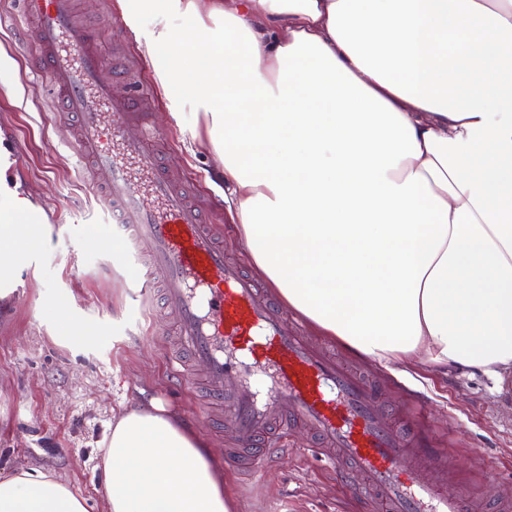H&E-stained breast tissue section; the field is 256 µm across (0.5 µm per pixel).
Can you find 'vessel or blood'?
I'll return each instance as SVG.
<instances>
[{
    "label": "vessel or blood",
    "mask_w": 512,
    "mask_h": 512,
    "mask_svg": "<svg viewBox=\"0 0 512 512\" xmlns=\"http://www.w3.org/2000/svg\"><path fill=\"white\" fill-rule=\"evenodd\" d=\"M18 5L33 24L26 50L54 108L79 117L66 141L92 190L122 217L124 277L143 297L161 289L174 318L172 376L181 383L199 376L208 408L223 411L226 432L249 448L253 470L267 463L255 449L261 436L302 426L333 467L362 476L355 492L373 498L378 512H468L466 494H448L441 480L426 478L442 464L426 434L396 424L369 378L311 346L302 324L225 258L213 225L163 167V135L137 82L112 67L130 88L118 96L103 80L109 60L94 47L95 31L76 22V0ZM43 221L37 210L0 209V235L17 236L21 224L33 232Z\"/></svg>",
    "instance_id": "b4317fda"
}]
</instances>
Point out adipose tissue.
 <instances>
[{
	"label": "adipose tissue",
	"instance_id": "obj_1",
	"mask_svg": "<svg viewBox=\"0 0 512 512\" xmlns=\"http://www.w3.org/2000/svg\"><path fill=\"white\" fill-rule=\"evenodd\" d=\"M121 3L289 308L386 368L512 377V0ZM102 448L106 512H244L157 402ZM0 512L87 509L32 467L0 477Z\"/></svg>",
	"mask_w": 512,
	"mask_h": 512
}]
</instances>
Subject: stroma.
<instances>
[{
    "instance_id": "obj_1",
    "label": "stroma",
    "mask_w": 512,
    "mask_h": 512,
    "mask_svg": "<svg viewBox=\"0 0 512 512\" xmlns=\"http://www.w3.org/2000/svg\"><path fill=\"white\" fill-rule=\"evenodd\" d=\"M79 20L99 30L104 55L142 66L170 170L189 181L204 208H223L220 159L207 146L187 151L188 135L168 120L163 91L148 58L125 30L118 0H97L94 14ZM25 26L14 0H0V50L12 62L8 84L0 86V137L20 145V162L6 178L21 194L45 204L54 220L35 262L18 277L22 296L0 299V476L48 467L85 499L88 512H103L99 445L113 409L120 406L157 399L179 411L207 438L213 461L230 448L241 457L247 451L233 447L207 417L200 391L171 380L159 328L164 312L155 301L131 296L113 260L119 244L85 247L87 235L107 215L66 144L63 117L52 110L16 41V32ZM60 300L68 302L84 341H65L66 329L54 311ZM307 334L369 374L396 421L407 420L415 397L431 403L422 425L447 462L448 493L469 490L474 512H485L493 500L512 499V384L499 393L493 380L478 372L434 376L403 365L389 370L315 329ZM288 443L289 451H274L260 474L225 466L229 486L246 512H372L371 503L355 497L349 481L316 451L312 435L295 429Z\"/></svg>"
}]
</instances>
